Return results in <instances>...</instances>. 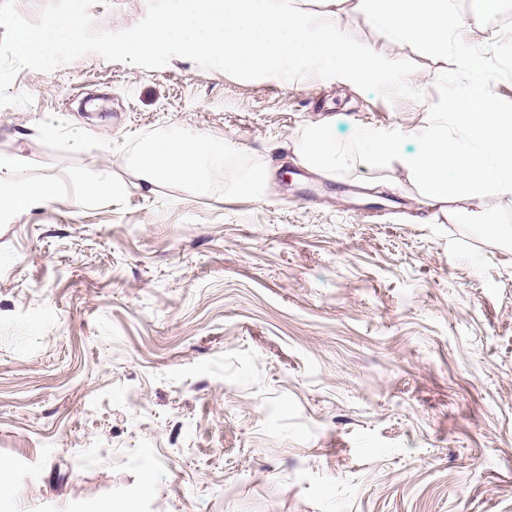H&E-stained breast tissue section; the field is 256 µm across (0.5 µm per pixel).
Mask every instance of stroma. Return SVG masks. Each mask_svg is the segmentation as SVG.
<instances>
[{
  "mask_svg": "<svg viewBox=\"0 0 512 512\" xmlns=\"http://www.w3.org/2000/svg\"><path fill=\"white\" fill-rule=\"evenodd\" d=\"M146 11L90 9L108 31ZM347 20L416 64L423 100L182 57L18 73L32 102L0 108V156L60 199L0 212V512H512V200L494 236L402 170L299 163L302 129L408 132L460 80ZM181 129L237 151L207 193L145 191L128 159ZM107 173L123 194L81 201Z\"/></svg>",
  "mask_w": 512,
  "mask_h": 512,
  "instance_id": "1",
  "label": "stroma"
}]
</instances>
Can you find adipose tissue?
<instances>
[{
	"mask_svg": "<svg viewBox=\"0 0 512 512\" xmlns=\"http://www.w3.org/2000/svg\"><path fill=\"white\" fill-rule=\"evenodd\" d=\"M358 8L391 40L410 43L424 55L452 56L466 81L415 128L414 147H405L395 130L361 129L339 141L329 126L321 125L295 137V156L329 176L358 166L400 169L429 204L464 202V209L451 213L455 223L494 228L488 203L512 197V111L489 80L491 65L470 45L479 16L461 15L452 0H358ZM365 143L370 153L362 152ZM224 158L213 135L182 130L142 147L129 166L146 190L175 183L199 195L208 188V171L223 167ZM23 165L18 156L0 159L1 213L20 216L58 199L50 181L16 179Z\"/></svg>",
	"mask_w": 512,
	"mask_h": 512,
	"instance_id": "ef3b65f1",
	"label": "adipose tissue"
}]
</instances>
